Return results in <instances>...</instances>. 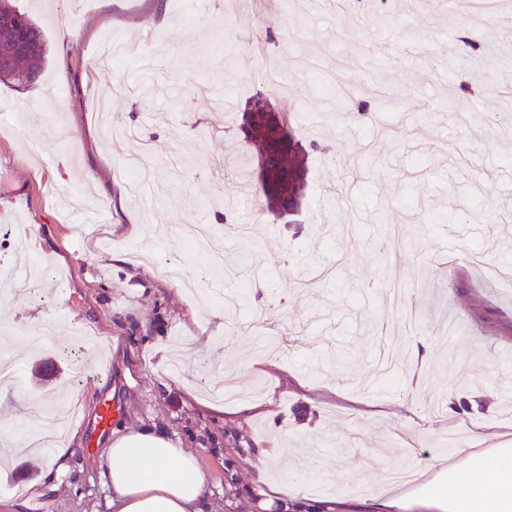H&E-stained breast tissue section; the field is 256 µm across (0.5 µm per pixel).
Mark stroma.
Listing matches in <instances>:
<instances>
[{
    "label": "stroma",
    "mask_w": 512,
    "mask_h": 512,
    "mask_svg": "<svg viewBox=\"0 0 512 512\" xmlns=\"http://www.w3.org/2000/svg\"><path fill=\"white\" fill-rule=\"evenodd\" d=\"M499 3L473 53L445 0H347L341 15L16 0L48 56L36 85L0 84V266L33 226L48 269L34 292L0 289V357L18 378L0 388V427H53L63 404L79 416L65 469L0 447V512H108L102 399L112 431L198 454L204 512H278L285 484L326 512H381L383 470L429 467L470 425L512 434V287L460 259L512 265V0ZM256 29L288 94L256 79ZM110 34L138 56L91 69ZM319 76L373 110L340 109ZM440 211L461 219L430 222ZM191 224L215 228L221 279L184 244Z\"/></svg>",
    "instance_id": "1"
}]
</instances>
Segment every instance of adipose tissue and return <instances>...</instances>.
I'll list each match as a JSON object with an SVG mask.
<instances>
[{
    "label": "adipose tissue",
    "instance_id": "1",
    "mask_svg": "<svg viewBox=\"0 0 512 512\" xmlns=\"http://www.w3.org/2000/svg\"><path fill=\"white\" fill-rule=\"evenodd\" d=\"M112 512H203L207 479L196 453L165 433L113 435L99 455ZM422 483L448 512H512V448L480 428L454 453L438 457Z\"/></svg>",
    "mask_w": 512,
    "mask_h": 512
}]
</instances>
